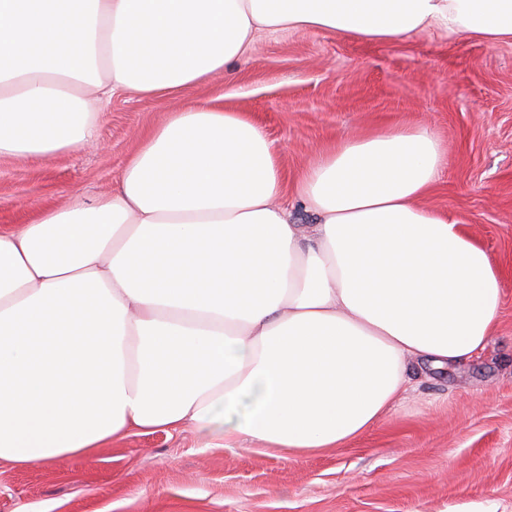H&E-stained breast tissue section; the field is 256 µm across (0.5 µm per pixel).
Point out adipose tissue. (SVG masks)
<instances>
[{"label":"adipose tissue","instance_id":"adipose-tissue-1","mask_svg":"<svg viewBox=\"0 0 512 512\" xmlns=\"http://www.w3.org/2000/svg\"><path fill=\"white\" fill-rule=\"evenodd\" d=\"M435 28L512 43V0H0V158L78 149L104 92L179 91L262 32ZM444 163L428 128H391L289 190L244 113H173L111 195L0 230V460L187 426L291 459L361 437L412 366L469 360L496 332V262L425 203Z\"/></svg>","mask_w":512,"mask_h":512}]
</instances>
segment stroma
I'll return each mask as SVG.
<instances>
[{
  "mask_svg": "<svg viewBox=\"0 0 512 512\" xmlns=\"http://www.w3.org/2000/svg\"><path fill=\"white\" fill-rule=\"evenodd\" d=\"M207 102L253 115L290 184L345 135L429 128L445 150L429 202L465 224L503 278L496 335L478 357L415 372L400 404L347 447L293 460L211 447L189 429L135 431L89 460H1L0 512H512V44L444 30L397 44L261 33L230 74L105 101L90 145L0 158V229L94 204L172 113Z\"/></svg>",
  "mask_w": 512,
  "mask_h": 512,
  "instance_id": "obj_1",
  "label": "stroma"
}]
</instances>
